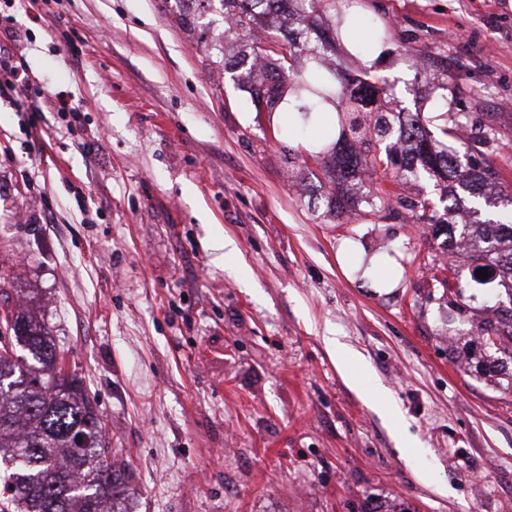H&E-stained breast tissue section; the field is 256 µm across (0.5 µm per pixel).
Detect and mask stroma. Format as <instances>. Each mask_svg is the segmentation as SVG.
<instances>
[{
	"mask_svg": "<svg viewBox=\"0 0 512 512\" xmlns=\"http://www.w3.org/2000/svg\"><path fill=\"white\" fill-rule=\"evenodd\" d=\"M331 61L371 58L432 125L453 112L512 192V0H343ZM192 23H184V14ZM0 0V50L77 123L0 98V271L44 322L129 474L131 512H512V390L468 368L469 278L430 224L324 219L287 108L253 111L206 45L214 6ZM435 64L409 69L406 57ZM360 194L433 183L360 177ZM393 257L392 288L359 272Z\"/></svg>",
	"mask_w": 512,
	"mask_h": 512,
	"instance_id": "1",
	"label": "stroma"
}]
</instances>
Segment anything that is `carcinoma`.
Instances as JSON below:
<instances>
[{"mask_svg":"<svg viewBox=\"0 0 512 512\" xmlns=\"http://www.w3.org/2000/svg\"><path fill=\"white\" fill-rule=\"evenodd\" d=\"M224 14V42L234 39L241 53L237 85L253 110L272 113L284 105L296 114L295 138L313 115L336 106L339 132L330 142L304 152L323 172L318 203L324 216L338 218L365 201L354 179L391 172L404 181L431 179L443 185L448 215L460 209L457 188H473L471 198L496 207L481 188L496 179L492 168L448 152L426 131L419 112H385L377 105L388 93L386 79L344 75L328 62L336 28L319 22L322 0H218ZM306 65H298L299 58ZM380 207L417 215L432 209L427 198H378ZM445 247L457 238L470 253L471 280L493 291L504 288L508 303L496 306L497 321L478 327L481 350L469 355L478 371L498 370V384L512 388V210L479 224H454L432 215ZM486 268V280L476 271ZM11 356L0 357V505L22 512H125L127 485L122 469L99 460L107 450L99 418L68 374L47 327L25 312L10 310Z\"/></svg>","mask_w":512,"mask_h":512,"instance_id":"carcinoma-1","label":"carcinoma"}]
</instances>
